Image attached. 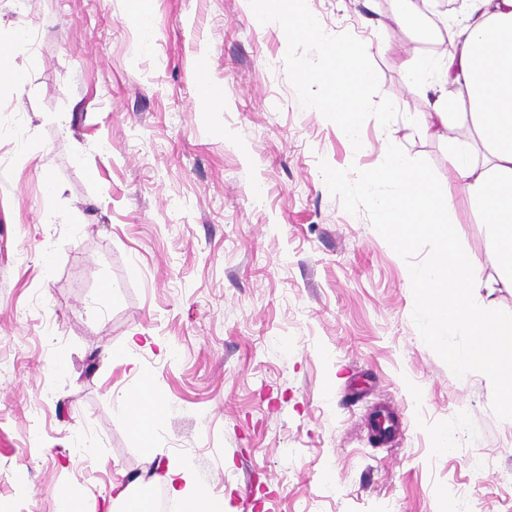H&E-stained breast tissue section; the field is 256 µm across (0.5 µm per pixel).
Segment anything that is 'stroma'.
I'll use <instances>...</instances> for the list:
<instances>
[{"label":"stroma","instance_id":"1","mask_svg":"<svg viewBox=\"0 0 512 512\" xmlns=\"http://www.w3.org/2000/svg\"><path fill=\"white\" fill-rule=\"evenodd\" d=\"M147 2L143 28L134 0H0L27 38L24 90H0V512H62L70 490L103 512L115 471L160 495L182 462L225 512H512V422L423 341L405 262L318 167L374 168L389 142L426 159L486 282L477 303L512 312L448 167L472 129L415 121L435 96L405 77L424 53L396 23L406 0L304 2L365 50L356 144L310 107L347 100L302 80L327 54L255 0ZM202 70L223 95L206 112ZM146 384L151 446L117 405Z\"/></svg>","mask_w":512,"mask_h":512}]
</instances>
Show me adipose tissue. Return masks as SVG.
<instances>
[{"mask_svg":"<svg viewBox=\"0 0 512 512\" xmlns=\"http://www.w3.org/2000/svg\"><path fill=\"white\" fill-rule=\"evenodd\" d=\"M461 22L448 35L449 44L431 58H412L406 64L410 82L434 77L444 89L430 111L420 113L423 129L447 135L457 115L452 107L467 98L476 141H457L448 162L472 206L482 214L495 246L497 262L512 283V0H468ZM260 12L276 18L287 38L302 37L324 47L331 75L361 88L371 79L360 48L334 44L307 14L303 0H259ZM25 45L18 30L0 27V86L21 91L25 75L11 58ZM487 152L485 162L474 156L475 144ZM121 409L135 424L134 432L151 443L160 404L148 391L126 395ZM169 494L186 512H224V499L211 495L190 466L169 467L164 476Z\"/></svg>","mask_w":512,"mask_h":512,"instance_id":"ef3b65f1","label":"adipose tissue"}]
</instances>
